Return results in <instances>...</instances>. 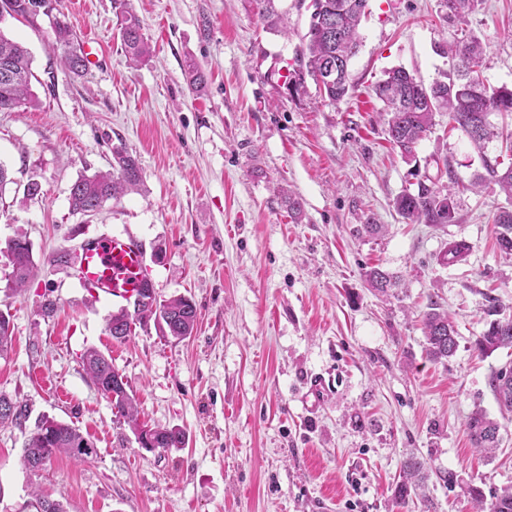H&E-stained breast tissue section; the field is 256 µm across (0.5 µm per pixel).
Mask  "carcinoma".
<instances>
[{
    "label": "carcinoma",
    "instance_id": "cac0c4a2",
    "mask_svg": "<svg viewBox=\"0 0 512 512\" xmlns=\"http://www.w3.org/2000/svg\"><path fill=\"white\" fill-rule=\"evenodd\" d=\"M280 0H253L268 32L289 36L288 12L279 8ZM369 0H312V11L307 31L301 36L303 49L295 60L296 68L288 71L283 86L289 92L299 91L306 79H311L322 97L335 105L351 96L355 85L349 65L362 45V20L367 15ZM477 0H439L442 18L460 25L467 23ZM42 0H0V9L8 16L32 20L38 15ZM116 26L129 64L138 66L150 56V47L141 32V24L132 7L120 5ZM48 45L57 54L60 63L77 76L84 75L86 64L81 47L73 43L70 24L60 18L52 25ZM442 53L454 60L452 71L444 79L430 84L403 67L385 72V78L373 87V93L382 103L387 117V133L392 148L407 161L415 158V148L434 125L435 114L448 113L451 128L463 131L470 143L479 151L485 170L483 180L496 185L506 197L512 198V162L504 164L499 157L485 153L491 139L505 136L506 150L512 152V131L496 132L484 120L488 110L512 116V89L491 86L483 75L485 47L472 35L448 45ZM11 65L10 73H0V112L12 111L23 105L34 106L37 100L30 93L33 77L32 56L21 42L0 31V59ZM448 184L426 178L416 183L394 200L395 211L413 224H452L456 221V202L453 187L458 178L450 167H445ZM142 181L137 159L128 151L115 147L112 165L107 171L81 175L71 185L69 201L72 211L86 216L102 207L107 200H117L138 189ZM499 228L497 244L500 250L512 253V210L503 208L494 216ZM5 251L12 265L6 289L12 293L30 284L35 274V262L29 242L17 236L6 242ZM469 246L455 242L444 255L446 263L466 259ZM368 286L380 294L400 287V279L374 266L365 272ZM139 303L133 309L121 307L110 314L107 330L117 341L127 340L136 327L154 322L163 335L178 340L192 336L197 312L192 299L174 296L162 299L153 285L137 294ZM502 306L494 302L487 309L490 320L486 329L476 337L474 349L482 356H489L499 349L512 350V318L501 316ZM424 353L428 360L441 362L453 357L458 349V332L448 312L433 304L422 316ZM86 373L97 390L110 402L117 417L123 419L136 437L143 434L139 412L130 393L125 377L112 366V360L101 351L91 348L82 356ZM490 387L503 414L512 413V366L495 371ZM24 416L22 405L0 394V425L15 423ZM503 425L483 411L471 414L466 424L469 441L478 452L490 455L500 443ZM185 446V434L179 428H154L153 441L148 449L163 452L180 450ZM58 454H65L77 461L89 462L97 458L98 448L85 438L76 426L53 421L48 430L36 426L21 450L22 466L31 473L42 470ZM424 465L410 458L403 465L404 479L394 490L401 505L407 503L411 490L422 485ZM471 495L484 512H512V486L504 487L485 499L481 489L474 487Z\"/></svg>",
    "mask_w": 512,
    "mask_h": 512
}]
</instances>
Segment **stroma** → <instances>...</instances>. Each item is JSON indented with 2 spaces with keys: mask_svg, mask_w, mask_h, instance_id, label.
<instances>
[{
  "mask_svg": "<svg viewBox=\"0 0 512 512\" xmlns=\"http://www.w3.org/2000/svg\"><path fill=\"white\" fill-rule=\"evenodd\" d=\"M120 0H58L78 42L92 37L102 61L83 76L50 51L51 22L10 18L0 31L31 51L37 106L0 112V162L14 183L0 195V248L25 236L38 274L19 293L0 251V312L13 344L0 356V394L27 406L0 427V512H34V493L67 512H480L484 494L512 485V425L487 458L466 433L470 414L501 412L489 386L506 351L479 355L490 302L512 304V254L500 251L493 218L512 199L490 187L457 197L456 221L408 224L393 207L416 176L448 162L464 183L484 174L447 113L407 164L387 141L372 86L404 67L432 82L452 67L439 48L461 33L485 45L484 75L512 87V0H478L464 30L440 23L438 0H369L363 45L350 65L352 97L324 102L313 82L288 93L278 72L293 61L309 13L282 0L296 34L265 32L250 0H131L153 56L130 67L115 28ZM206 76L190 92L188 62ZM121 145L137 158L140 191L94 216L73 214L79 174L105 171ZM40 194H23L29 180ZM300 197L289 216L283 190ZM384 232L361 235L366 218ZM127 233L141 243L161 298L190 297L193 336L155 326L123 343L106 325L118 308L83 288L57 256L83 241ZM465 241V261L442 258ZM382 266L401 288L375 295L366 271ZM53 301L44 316L40 306ZM447 310L459 347L446 361L423 351L421 316ZM95 348L112 359L143 422L179 427L178 451L140 448L86 375ZM42 372L66 399L29 380ZM324 376L319 400L309 382ZM75 425L99 450L90 463L60 456L39 474L20 463L42 417ZM425 463L420 496L393 497L403 463ZM452 471L454 486L438 472Z\"/></svg>",
  "mask_w": 512,
  "mask_h": 512,
  "instance_id": "stroma-1",
  "label": "stroma"
}]
</instances>
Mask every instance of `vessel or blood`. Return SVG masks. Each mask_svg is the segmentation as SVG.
Wrapping results in <instances>:
<instances>
[{"instance_id": "b4317fda", "label": "vessel or blood", "mask_w": 512, "mask_h": 512, "mask_svg": "<svg viewBox=\"0 0 512 512\" xmlns=\"http://www.w3.org/2000/svg\"><path fill=\"white\" fill-rule=\"evenodd\" d=\"M76 276L82 286L118 302L135 298L151 279L145 252L132 236L105 234L85 239Z\"/></svg>"}]
</instances>
